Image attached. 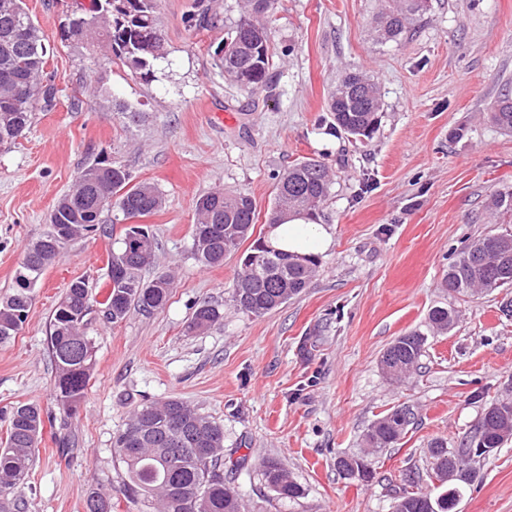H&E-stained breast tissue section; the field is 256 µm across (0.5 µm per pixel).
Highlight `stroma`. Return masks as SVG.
I'll return each instance as SVG.
<instances>
[{
    "label": "stroma",
    "mask_w": 512,
    "mask_h": 512,
    "mask_svg": "<svg viewBox=\"0 0 512 512\" xmlns=\"http://www.w3.org/2000/svg\"><path fill=\"white\" fill-rule=\"evenodd\" d=\"M25 3L60 94L0 147V297L58 198L103 156L163 192L165 205L142 219L158 241L142 276L175 275L163 309L133 311L117 324L91 314L94 370L70 416L54 397L49 320L72 281L86 280L104 300L108 255L119 250L124 223L111 236L71 241L36 283L26 322L0 343V441L6 408L35 402L54 417L18 491L27 512H86L92 486L110 494L112 512H139L112 440L135 407L170 397L223 425L224 455L241 463L229 479L244 512H391L405 474L429 469L432 442L459 447L491 403L512 395V317L500 312L512 288L460 296L444 286L473 239L512 231L486 210L493 193L512 190V132L487 111L512 92V0H431L397 44L373 35L379 0H278L274 86L257 96L226 80L209 49L238 19L237 0H216L220 27L193 35L192 0H159L172 65L149 83L104 51L60 43L57 29L78 0ZM348 70L368 74L384 103L378 131L357 144L334 130L328 110ZM123 103L142 110L139 122L122 114ZM221 112L232 122L218 120ZM307 159L331 173L317 221L333 245L302 294L252 316L231 298L238 255L215 267L194 257L195 202L218 189L247 192L257 206L254 234L268 236L278 175ZM203 302L220 319L188 331ZM435 306L456 309L458 322L429 337L404 382H391L382 353L398 336L426 331ZM401 406L415 420L376 458L373 479L340 474L337 458L360 452L368 426ZM269 457L303 486L302 497L282 500L264 485ZM458 512H512V440L475 463Z\"/></svg>",
    "instance_id": "stroma-1"
}]
</instances>
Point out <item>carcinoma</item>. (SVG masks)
<instances>
[{
    "label": "carcinoma",
    "instance_id": "obj_1",
    "mask_svg": "<svg viewBox=\"0 0 512 512\" xmlns=\"http://www.w3.org/2000/svg\"><path fill=\"white\" fill-rule=\"evenodd\" d=\"M158 0H89L58 29L60 43L79 45L98 42L107 53L140 79L157 80L158 66L167 59L168 49L159 28ZM277 0H238L240 17L227 32L225 41L214 50L215 65L224 77L250 94L271 89L273 51L269 20ZM422 14L420 0H383L376 29L383 40L400 42L415 17ZM189 18L194 27L214 23L218 14L212 0H194ZM48 50L40 28L26 10L24 0H0V145L22 136L31 125L36 105H53L57 88L47 76ZM375 83L361 73H348L328 98L334 127L361 142L379 129L382 100L367 95ZM491 120L512 130V97L496 100L490 108ZM331 177L317 160L296 163L282 174L275 187L268 224L288 220H313L326 200ZM163 194L149 182H132L122 166L100 159L83 170L75 188L62 195L50 215L49 225L67 228V241L87 235V231L107 235L112 225L102 216L117 210L123 219L144 217L159 210ZM488 210L499 218H512V190L491 196ZM258 218L253 198L246 192L216 190L195 203L192 248L206 267L224 264L253 234ZM139 226L125 228L119 252L108 258L109 289L104 307L107 321L118 323L132 310L151 313L163 307L171 294L173 280L167 274L145 281L143 268L155 257L157 243L134 244ZM49 232L29 243L14 292L0 302V343L13 338L21 328L32 304V288L60 255L44 243ZM320 266L317 255H296L269 250L257 261L237 272L232 298L239 309L262 316L300 295ZM448 290L462 295L512 288V234L489 235L472 241L460 251L448 268ZM93 299L82 280L70 284L49 322L47 344L55 364L54 393L57 404L67 414L74 413L84 399L94 368V342L86 335ZM220 318L209 305L198 306L189 328L204 330ZM428 328L437 335L448 333V308L436 306L428 313ZM423 333L412 331L398 337L383 353L381 361H391L411 371L424 352ZM407 407L394 409L374 420L364 434L365 449L337 461L347 476L357 474L368 482L373 478L371 458L392 447L411 421ZM44 414L36 403H19L9 411L4 446L0 448V512H11L7 495L25 484L32 470L44 429ZM512 439V411L490 421L481 418L470 437L477 448L496 450ZM112 447L126 469L125 491L135 503L154 512H242L239 493L224 480V428L177 398L143 403L132 411ZM443 468L466 447L449 448L434 443ZM442 492L433 494L419 488L420 473L409 471L404 481L413 490L402 489L394 497L392 512H456L465 486L473 479V469ZM267 487L279 499L303 495L302 486L288 474L282 462L267 458L262 463ZM87 512H112V501L98 489L86 491Z\"/></svg>",
    "mask_w": 512,
    "mask_h": 512
}]
</instances>
